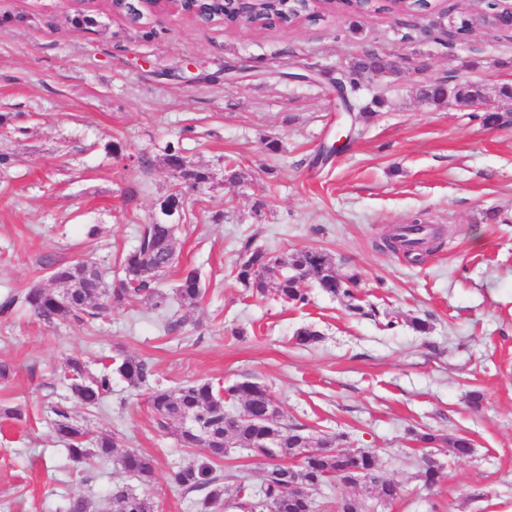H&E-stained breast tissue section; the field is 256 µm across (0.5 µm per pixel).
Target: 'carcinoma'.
Instances as JSON below:
<instances>
[{"instance_id": "carcinoma-1", "label": "carcinoma", "mask_w": 512, "mask_h": 512, "mask_svg": "<svg viewBox=\"0 0 512 512\" xmlns=\"http://www.w3.org/2000/svg\"><path fill=\"white\" fill-rule=\"evenodd\" d=\"M180 8L228 27L239 26L243 17L262 26L276 19L280 26L287 27L302 18L316 20L324 9L344 8L353 12L347 0H322L317 5L305 0L290 3L287 0H252L246 4L207 0L202 4L187 2ZM389 69V61L375 53L360 56L344 75L343 89L347 97L351 99L362 90L367 73ZM420 94L429 104L442 106L448 101V83L437 81L424 85ZM165 161L169 167H177L178 183L168 198L170 202L180 201L186 192L207 181L206 173L186 168L180 151L174 148L168 149ZM175 228L174 224L160 221L140 225L137 245L123 255L122 278L115 286L88 262L64 265L47 258L43 265L50 270L51 280L62 284L64 291L59 294L45 288H31L23 297L24 303L45 322L78 326H89L104 318L115 305L145 302L164 310L168 295L156 288L155 283L177 259ZM275 274L278 275L275 297L284 303H306L307 295L301 283L307 280L333 296L346 299L350 311L367 314L353 291L358 285V276L340 277L332 258L324 252L304 250L282 257L256 248L246 252L236 265L237 280L260 297L267 296L269 278ZM174 294L184 313L168 322L170 330L192 321V313L203 298L197 269L184 272ZM115 374L131 388L150 387L147 404L158 430L174 434L185 448L207 449L205 459L181 466L171 474L172 482L188 492L206 491L199 502V512H222L230 506L224 498V477L220 468L231 447L244 448L254 457L263 454L294 460L289 468L275 464L257 472L249 512H315L314 499L298 495L291 485L299 483L313 490L329 479L345 481L351 475L362 478L368 498L342 501L344 512H370L371 501H390L399 493L397 484L380 475L373 450L364 448L353 454L332 451L328 449V441L323 439L321 449L313 451L309 448L310 437L305 433V426L288 428L265 421L270 393L259 383L245 379L227 387H216L209 382L190 383L176 390L152 387L153 365L146 359L128 355L104 366L97 374L89 373L82 361L69 359L62 379L71 398L86 408L96 409L112 389ZM47 417L50 431L64 445L72 461L86 463L114 458L128 477L145 486L152 484L157 469L154 456L123 448L121 439L114 434L91 436L64 405L49 406ZM264 432L275 437L277 447H253L254 439ZM110 503L115 507L114 512H158L152 497L136 493L126 483L112 487Z\"/></svg>"}]
</instances>
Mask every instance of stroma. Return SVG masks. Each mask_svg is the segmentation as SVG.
<instances>
[{
	"label": "stroma",
	"instance_id": "1",
	"mask_svg": "<svg viewBox=\"0 0 512 512\" xmlns=\"http://www.w3.org/2000/svg\"><path fill=\"white\" fill-rule=\"evenodd\" d=\"M484 7L439 0L427 17L327 10L287 28H227L173 8L135 25L109 0H0V153L13 159L0 168V300L55 289L48 257L94 262L116 280L138 225L163 217L175 181L167 145L208 175L174 215L178 258L159 283L168 293L184 269L200 271L193 322L167 330L146 303L113 307L90 329L44 322L20 301L0 316V362L11 367L0 408L23 413L0 415V512H66L78 496L102 512L125 478L119 464L69 460L42 409L66 396L68 358L96 370L123 355L150 360L172 390L261 383L281 424L332 436L346 452L376 450L381 476L401 489L376 512H512V127L483 123L485 111H512L493 95L512 84V31L477 23ZM79 10L97 26L75 30ZM463 18L475 22L471 35L452 39ZM368 49L392 70L366 78L351 112L337 109V77ZM444 79L483 85L486 109L420 98L423 83ZM418 218L440 231L439 250L417 262L380 248L386 226ZM248 247L327 252L339 275L360 274L372 315L310 282L304 304L254 297L235 274ZM302 327L321 341L298 345ZM147 393L116 376L99 409L71 412L156 457L154 483L136 491L161 512H198L197 493L168 474L206 451L159 434ZM415 430L466 436L472 452L413 442ZM427 457L442 468L431 488L420 477ZM257 469L231 450L227 500Z\"/></svg>",
	"mask_w": 512,
	"mask_h": 512
}]
</instances>
